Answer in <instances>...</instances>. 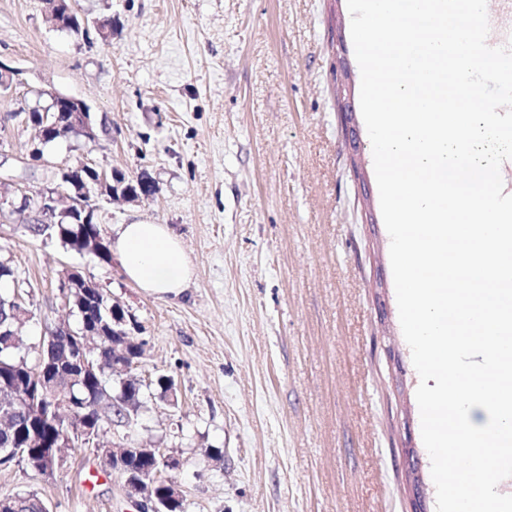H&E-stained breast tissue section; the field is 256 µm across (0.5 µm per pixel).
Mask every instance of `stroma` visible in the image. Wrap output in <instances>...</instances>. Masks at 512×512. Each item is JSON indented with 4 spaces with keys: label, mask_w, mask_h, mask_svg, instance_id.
Here are the masks:
<instances>
[{
    "label": "stroma",
    "mask_w": 512,
    "mask_h": 512,
    "mask_svg": "<svg viewBox=\"0 0 512 512\" xmlns=\"http://www.w3.org/2000/svg\"><path fill=\"white\" fill-rule=\"evenodd\" d=\"M70 3L77 34L52 27L49 0H0V63L20 73L0 91V259L31 312L25 346L74 322L67 268L124 310L141 376L171 377L176 399L144 394L134 425L100 440L179 458L186 512H413L416 482L436 512L347 0ZM47 89L85 101L97 139L67 135L29 162L28 111ZM85 165L152 178L144 199L96 196L95 221L110 239L121 224L169 225L195 267L181 296L147 295L118 261L31 234L22 195ZM29 492L51 512H135L91 447L52 478L0 465V496ZM65 303L69 306L75 303L76 293L84 289H97V287L90 281L84 279L79 273L72 270H66L63 273L62 283Z\"/></svg>",
    "instance_id": "stroma-1"
}]
</instances>
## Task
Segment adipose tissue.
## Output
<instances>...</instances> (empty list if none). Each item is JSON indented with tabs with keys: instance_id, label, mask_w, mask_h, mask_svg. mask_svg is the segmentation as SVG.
<instances>
[{
	"instance_id": "obj_1",
	"label": "adipose tissue",
	"mask_w": 512,
	"mask_h": 512,
	"mask_svg": "<svg viewBox=\"0 0 512 512\" xmlns=\"http://www.w3.org/2000/svg\"><path fill=\"white\" fill-rule=\"evenodd\" d=\"M112 247L126 279L145 293L177 297L193 278L192 262L168 225H120Z\"/></svg>"
}]
</instances>
